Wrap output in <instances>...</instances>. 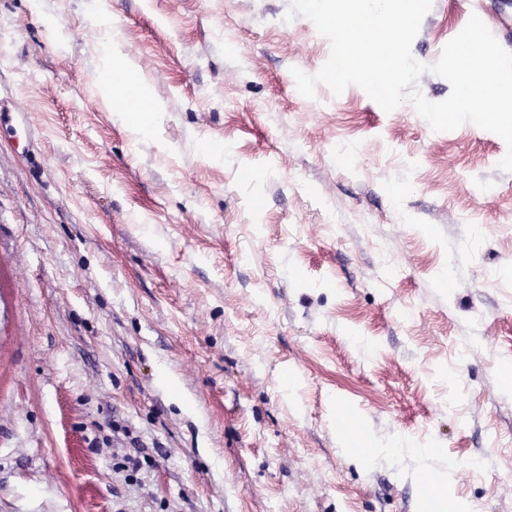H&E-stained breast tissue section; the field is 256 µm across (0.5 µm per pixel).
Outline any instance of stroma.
I'll return each mask as SVG.
<instances>
[{
	"mask_svg": "<svg viewBox=\"0 0 512 512\" xmlns=\"http://www.w3.org/2000/svg\"><path fill=\"white\" fill-rule=\"evenodd\" d=\"M289 7L0 0V512H430L448 463L446 512H512L507 145L303 97ZM474 14L512 52V0H432L413 57ZM403 436L440 457L359 453ZM112 74H113V95L112 102L114 104L126 105L125 109L120 112H133L128 110L130 101H143L147 97V88L144 80L133 70L127 63L117 58H112ZM118 92L114 94V91Z\"/></svg>",
	"mask_w": 512,
	"mask_h": 512,
	"instance_id": "obj_1",
	"label": "stroma"
}]
</instances>
